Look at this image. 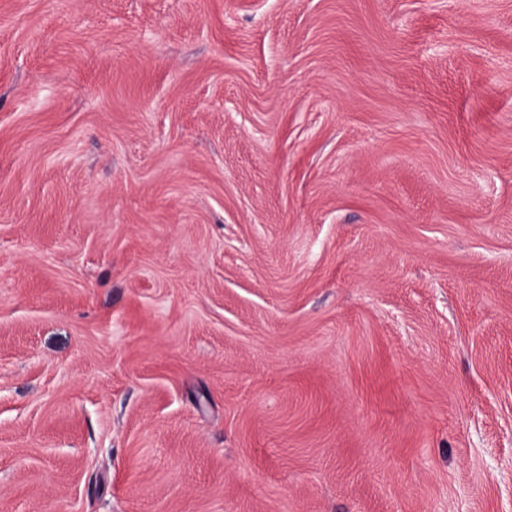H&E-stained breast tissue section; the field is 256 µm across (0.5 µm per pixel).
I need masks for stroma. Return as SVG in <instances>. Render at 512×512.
Wrapping results in <instances>:
<instances>
[{"instance_id":"1","label":"stroma","mask_w":512,"mask_h":512,"mask_svg":"<svg viewBox=\"0 0 512 512\" xmlns=\"http://www.w3.org/2000/svg\"><path fill=\"white\" fill-rule=\"evenodd\" d=\"M0 512H512V0H0Z\"/></svg>"}]
</instances>
